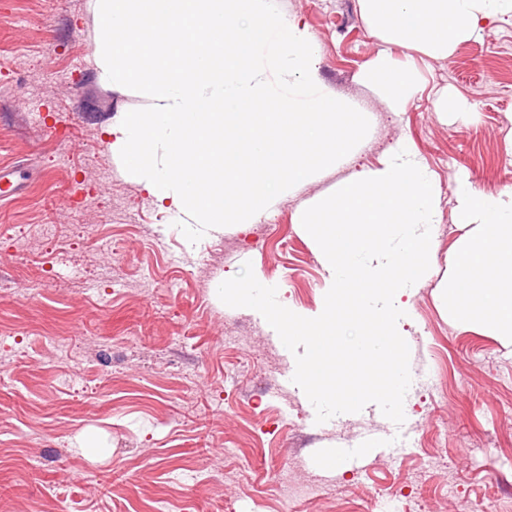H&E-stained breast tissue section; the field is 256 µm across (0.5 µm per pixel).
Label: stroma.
<instances>
[{
    "instance_id": "1",
    "label": "stroma",
    "mask_w": 512,
    "mask_h": 512,
    "mask_svg": "<svg viewBox=\"0 0 512 512\" xmlns=\"http://www.w3.org/2000/svg\"><path fill=\"white\" fill-rule=\"evenodd\" d=\"M93 3L0 0V170L28 169L0 205V512H384L391 495L402 512H512V337L483 335L437 297L461 235L459 179L512 187V16L444 58L393 48L418 78L396 112L359 80L385 44L358 0H275L308 27L320 91L360 107L369 132L257 223L193 244L109 147V116L147 102L99 85ZM446 93L466 111L439 112ZM403 141L442 211L403 326L410 373L430 388L409 390L399 426L375 405L319 424L293 354L214 286L248 262L291 307L316 309L326 273L299 212ZM90 429L108 459L80 455ZM368 446L382 456L317 461Z\"/></svg>"
}]
</instances>
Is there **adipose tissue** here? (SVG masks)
<instances>
[{
	"mask_svg": "<svg viewBox=\"0 0 512 512\" xmlns=\"http://www.w3.org/2000/svg\"><path fill=\"white\" fill-rule=\"evenodd\" d=\"M372 32L384 42L448 56L478 36L485 23L512 16V0H359ZM393 106L416 87L413 68L381 52L362 73ZM456 221L462 234L452 252L453 277L442 290L448 310L478 320L487 336H512V189L486 195L459 181Z\"/></svg>",
	"mask_w": 512,
	"mask_h": 512,
	"instance_id": "1",
	"label": "adipose tissue"
}]
</instances>
